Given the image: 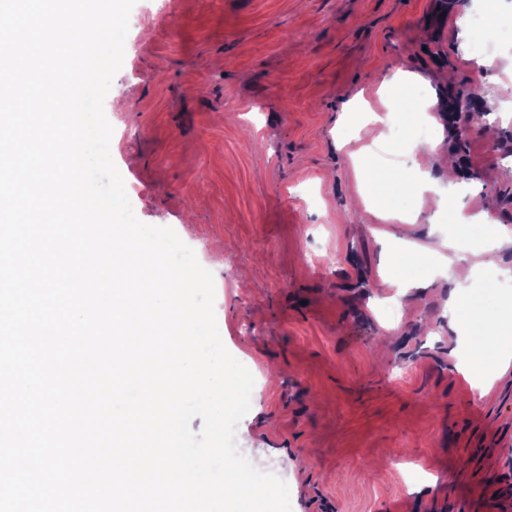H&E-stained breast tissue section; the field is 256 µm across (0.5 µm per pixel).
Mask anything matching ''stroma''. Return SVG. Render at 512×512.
Listing matches in <instances>:
<instances>
[{"instance_id": "obj_1", "label": "stroma", "mask_w": 512, "mask_h": 512, "mask_svg": "<svg viewBox=\"0 0 512 512\" xmlns=\"http://www.w3.org/2000/svg\"><path fill=\"white\" fill-rule=\"evenodd\" d=\"M474 8L512 24V0H136L104 101L111 156L141 222L172 228L211 271L227 350L252 373L235 429L247 457L288 486L292 512H512V337L487 390L448 329L449 290L496 320L512 253L455 221L493 202L512 232V76L475 84L452 18ZM418 76L446 113L463 91L492 118L445 138L414 224L378 225L355 194L374 164L407 160L415 120L373 147L370 119L392 69ZM451 234L470 261L429 288L381 287L385 251ZM385 232L377 239L376 230Z\"/></svg>"}]
</instances>
